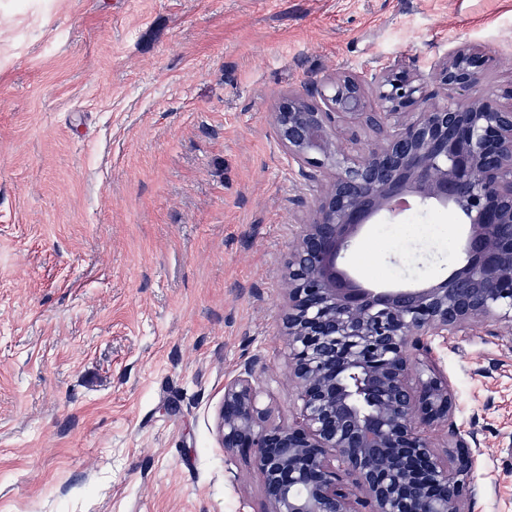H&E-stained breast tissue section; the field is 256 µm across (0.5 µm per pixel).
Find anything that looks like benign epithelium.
<instances>
[{"instance_id":"7a95c632","label":"benign epithelium","mask_w":512,"mask_h":512,"mask_svg":"<svg viewBox=\"0 0 512 512\" xmlns=\"http://www.w3.org/2000/svg\"><path fill=\"white\" fill-rule=\"evenodd\" d=\"M495 57L462 40L425 77L396 62L294 92L273 113L283 147L317 168L288 255L281 317L301 421L269 423L250 365L224 385L218 433L263 483V512H463L475 458L449 423L454 399L408 354L479 322L512 332V86L485 85ZM370 133L359 147V128ZM469 219L467 257L421 288H361L339 268L361 225L407 201ZM447 427V459L428 431Z\"/></svg>"}]
</instances>
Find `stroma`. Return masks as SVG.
Returning a JSON list of instances; mask_svg holds the SVG:
<instances>
[{
    "instance_id": "1",
    "label": "stroma",
    "mask_w": 512,
    "mask_h": 512,
    "mask_svg": "<svg viewBox=\"0 0 512 512\" xmlns=\"http://www.w3.org/2000/svg\"><path fill=\"white\" fill-rule=\"evenodd\" d=\"M504 56L512 0H0V512H262L218 432L255 365L278 424L300 416L282 276L312 191L271 114L326 76L399 59L430 73L461 39ZM380 218L346 262L421 286L461 261ZM474 512H512V335L432 337Z\"/></svg>"
}]
</instances>
